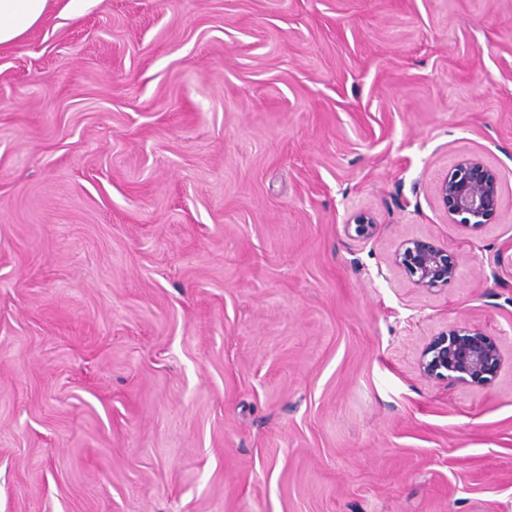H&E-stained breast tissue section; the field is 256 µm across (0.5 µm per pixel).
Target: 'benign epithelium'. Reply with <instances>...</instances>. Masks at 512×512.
<instances>
[{"label":"benign epithelium","mask_w":512,"mask_h":512,"mask_svg":"<svg viewBox=\"0 0 512 512\" xmlns=\"http://www.w3.org/2000/svg\"><path fill=\"white\" fill-rule=\"evenodd\" d=\"M434 194L456 224L478 230L487 224L501 204L498 172L482 159L458 162L436 183ZM355 232L369 238L375 220L368 213L354 217ZM394 264L418 288H443L455 279L458 262L448 250L427 238H412L396 251ZM505 363L499 346L479 328L450 327L433 336L422 350L420 372L463 388H491Z\"/></svg>","instance_id":"7a95c632"}]
</instances>
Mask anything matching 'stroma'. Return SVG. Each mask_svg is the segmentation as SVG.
Wrapping results in <instances>:
<instances>
[{"label": "stroma", "instance_id": "stroma-1", "mask_svg": "<svg viewBox=\"0 0 512 512\" xmlns=\"http://www.w3.org/2000/svg\"><path fill=\"white\" fill-rule=\"evenodd\" d=\"M452 326L512 355V0H53L0 51V512H512ZM433 192L454 223L471 230L487 224L501 204L498 172L477 157L458 162ZM394 264L423 290L448 286L458 269L456 257L427 238L405 241L395 253ZM505 363L499 346L479 328L450 327L422 350L420 372L463 388H491Z\"/></svg>", "mask_w": 512, "mask_h": 512}]
</instances>
